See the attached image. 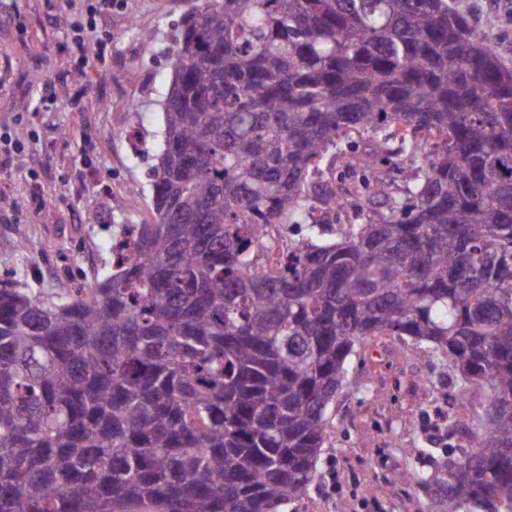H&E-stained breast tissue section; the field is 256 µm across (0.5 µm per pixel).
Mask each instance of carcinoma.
Here are the masks:
<instances>
[{"mask_svg": "<svg viewBox=\"0 0 512 512\" xmlns=\"http://www.w3.org/2000/svg\"><path fill=\"white\" fill-rule=\"evenodd\" d=\"M171 66L112 272L0 279V512H284L372 336L483 390L431 512H512V64L448 0H203Z\"/></svg>", "mask_w": 512, "mask_h": 512, "instance_id": "1", "label": "carcinoma"}]
</instances>
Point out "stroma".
<instances>
[{"mask_svg": "<svg viewBox=\"0 0 512 512\" xmlns=\"http://www.w3.org/2000/svg\"><path fill=\"white\" fill-rule=\"evenodd\" d=\"M0 19V133L22 129L27 153L0 156V274L58 302L94 272L110 269L111 245L122 224L151 219V172L164 124L163 95L172 78V35L197 0H122L102 20L112 42L105 76L86 109L39 98L51 73L68 60L63 26L48 29L46 49L24 48L29 32L59 14L61 0H9ZM472 13L512 62V0H454ZM134 15L155 27L144 41ZM366 385L344 387L329 410V438L318 475L285 512H428L425 494L406 475L428 467L431 449L451 436L457 417L478 410L481 389L466 402L443 398L445 362L411 354L379 336L351 364Z\"/></svg>", "mask_w": 512, "mask_h": 512, "instance_id": "obj_1", "label": "stroma"}]
</instances>
